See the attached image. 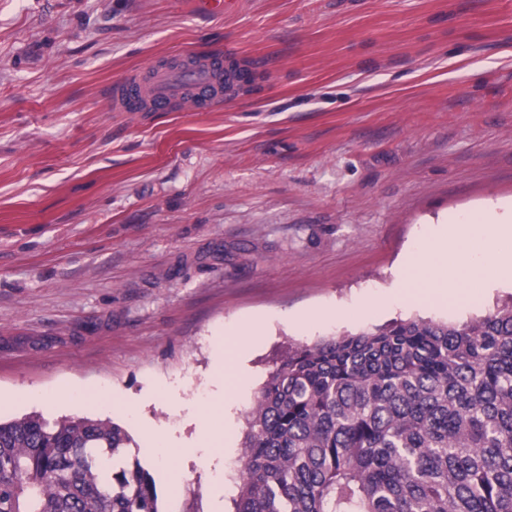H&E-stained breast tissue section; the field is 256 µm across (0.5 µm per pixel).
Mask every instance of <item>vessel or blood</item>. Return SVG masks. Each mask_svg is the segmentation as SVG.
Wrapping results in <instances>:
<instances>
[{
  "label": "vessel or blood",
  "mask_w": 512,
  "mask_h": 512,
  "mask_svg": "<svg viewBox=\"0 0 512 512\" xmlns=\"http://www.w3.org/2000/svg\"><path fill=\"white\" fill-rule=\"evenodd\" d=\"M230 55L188 53L152 60L143 74L112 83L107 92L117 112H169L185 106L195 112L210 111L224 98V71Z\"/></svg>",
  "instance_id": "b4317fda"
}]
</instances>
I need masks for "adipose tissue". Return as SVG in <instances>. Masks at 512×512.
<instances>
[{
  "instance_id": "obj_1",
  "label": "adipose tissue",
  "mask_w": 512,
  "mask_h": 512,
  "mask_svg": "<svg viewBox=\"0 0 512 512\" xmlns=\"http://www.w3.org/2000/svg\"><path fill=\"white\" fill-rule=\"evenodd\" d=\"M502 281L512 282V214L487 221L468 216L421 239L407 254L392 293L401 301L470 302Z\"/></svg>"
}]
</instances>
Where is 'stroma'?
<instances>
[{
  "mask_svg": "<svg viewBox=\"0 0 512 512\" xmlns=\"http://www.w3.org/2000/svg\"><path fill=\"white\" fill-rule=\"evenodd\" d=\"M187 49L232 51L253 80L209 112L110 110L114 81ZM511 208L512 0H239L220 17L0 0V419L112 420L165 512H233L246 413L289 345L507 303L511 284L448 307L388 290L424 226ZM220 355L243 362L228 392ZM222 398L219 466L198 443Z\"/></svg>",
  "mask_w": 512,
  "mask_h": 512,
  "instance_id": "35a3bbf8",
  "label": "stroma"
}]
</instances>
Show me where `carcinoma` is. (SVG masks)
<instances>
[{"instance_id":"cac0c4a2","label":"carcinoma","mask_w":512,"mask_h":512,"mask_svg":"<svg viewBox=\"0 0 512 512\" xmlns=\"http://www.w3.org/2000/svg\"><path fill=\"white\" fill-rule=\"evenodd\" d=\"M119 425L0 422V512H165ZM235 512H512V303L288 352L246 415Z\"/></svg>"}]
</instances>
